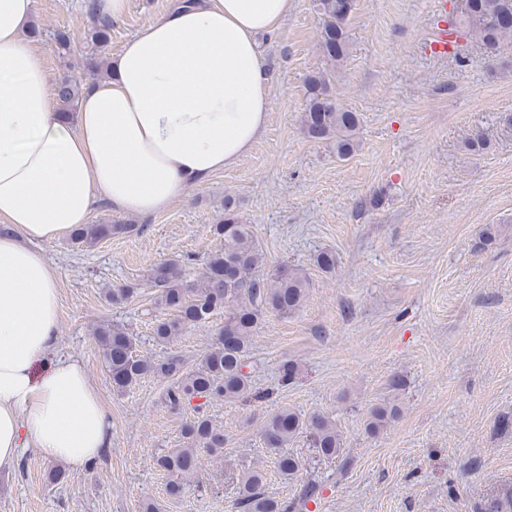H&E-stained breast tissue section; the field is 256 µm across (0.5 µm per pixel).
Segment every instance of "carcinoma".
I'll return each instance as SVG.
<instances>
[{"instance_id":"cac0c4a2","label":"carcinoma","mask_w":512,"mask_h":512,"mask_svg":"<svg viewBox=\"0 0 512 512\" xmlns=\"http://www.w3.org/2000/svg\"><path fill=\"white\" fill-rule=\"evenodd\" d=\"M321 16L319 48L322 69L305 80L306 105L300 116L304 136L312 142H331L340 159L352 156L360 148L358 113L342 106L333 94L336 72L349 54L347 20L355 0H316ZM91 29L86 40L95 48L108 43L112 23L96 15V3L87 5ZM461 35L481 44L489 60L501 56L512 43V0H465L459 15L450 19ZM54 51L62 59L78 52L74 36L67 29L52 34ZM82 71L98 76L104 59L97 51L83 55ZM83 78L67 74L55 84L59 110L77 111ZM133 224H83L72 230L77 244L93 245L112 236L129 234ZM213 234L223 241L222 247L210 253L198 284L184 280L185 263L177 258L163 259L150 270V282L156 288L155 303L165 310V317L153 327L154 340L166 345L188 329L206 323L216 312L224 311V326L211 344L199 366L184 369L181 356H144L136 353L133 336L120 324H103L93 331V340L102 362L112 379V388L122 394L146 377L171 381L165 401L174 411H181L195 398L207 402H233L249 395L252 385L247 361L252 336L261 319L273 312L281 316L298 311L308 295V278L301 268L280 266L266 270V257L252 225L246 224L224 204V219L212 225ZM135 288L123 286L107 292L108 301L123 305L133 297ZM396 417V406L376 405L368 413L366 430L376 433ZM306 433L314 457L332 461L342 453L343 443L336 423L316 414L304 417L290 408H282L270 416L263 427L267 453L274 457L277 470L293 479L303 468L301 456L287 450L297 435ZM182 446L158 456L154 464L168 476L169 498L182 497L187 485L200 470L201 457L224 454V427L201 414L181 426ZM265 473L248 468L241 476L236 507L239 512H305L314 498L316 485L310 483L294 501L271 497L264 493ZM484 512H512V489L503 488L485 505Z\"/></svg>"}]
</instances>
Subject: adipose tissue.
Wrapping results in <instances>:
<instances>
[{
  "mask_svg": "<svg viewBox=\"0 0 512 512\" xmlns=\"http://www.w3.org/2000/svg\"><path fill=\"white\" fill-rule=\"evenodd\" d=\"M35 2L0 0V467L32 448L76 470L110 448L112 423L82 363L55 355L59 292L33 244L102 203L157 215L245 157L274 81L258 38L291 0H174L112 55L70 119L26 36Z\"/></svg>",
  "mask_w": 512,
  "mask_h": 512,
  "instance_id": "ef3b65f1",
  "label": "adipose tissue"
}]
</instances>
